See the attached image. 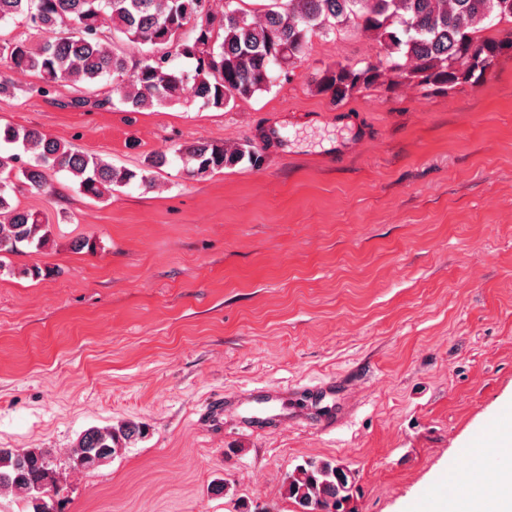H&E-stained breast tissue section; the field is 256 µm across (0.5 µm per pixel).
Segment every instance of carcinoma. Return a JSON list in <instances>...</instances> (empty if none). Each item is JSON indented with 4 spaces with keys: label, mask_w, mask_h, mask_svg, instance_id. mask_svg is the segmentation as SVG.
Instances as JSON below:
<instances>
[{
    "label": "carcinoma",
    "mask_w": 512,
    "mask_h": 512,
    "mask_svg": "<svg viewBox=\"0 0 512 512\" xmlns=\"http://www.w3.org/2000/svg\"><path fill=\"white\" fill-rule=\"evenodd\" d=\"M238 2L225 0L218 15L211 0H0V23L18 21L43 37L37 45L0 37V64L36 73L48 86L110 77L112 97L106 102L114 106L138 110L188 95L203 108L224 109L269 90L284 67L304 57L315 31L330 34L357 26L371 32L385 52L377 63L338 62L321 72L316 89L336 102L380 85L384 69L401 82L433 91L473 86L512 49V0H270L259 18ZM105 19L111 20L112 32L149 47V54L130 61L116 53L102 30ZM189 24L196 32L191 40L183 38ZM499 25L506 26L503 36L486 34ZM180 58L193 61V67H178ZM0 141L29 155L24 161L19 153H0V253L39 249L49 240L39 214L13 204L18 184L43 190L49 173L67 172L77 179L78 192L101 199L135 181L152 185L151 171L168 163L167 153L159 151L138 171L117 168L35 128L7 126ZM178 153L194 163L193 176L244 160L253 166L262 162L251 145L229 151L199 142ZM145 434L135 422L88 429L79 436L70 465L92 471L99 460L116 456ZM39 491L59 494L51 452L0 448V494L20 496L39 512L33 502ZM286 495L298 512H349L353 485L343 467L310 459L288 474Z\"/></svg>",
    "instance_id": "cac0c4a2"
}]
</instances>
